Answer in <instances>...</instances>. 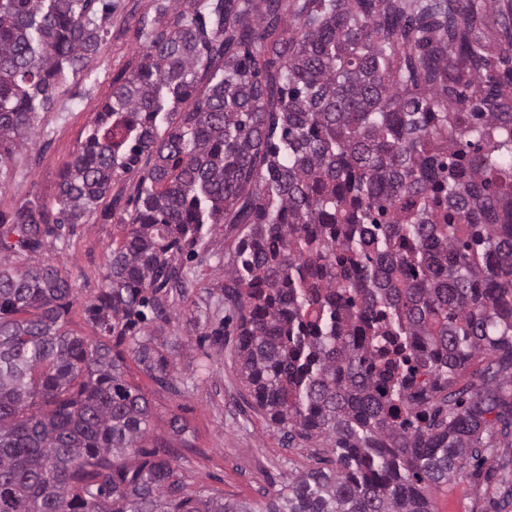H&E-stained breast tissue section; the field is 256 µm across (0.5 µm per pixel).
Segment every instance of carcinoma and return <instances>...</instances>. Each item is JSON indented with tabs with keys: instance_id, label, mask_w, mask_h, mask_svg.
<instances>
[{
	"instance_id": "obj_1",
	"label": "carcinoma",
	"mask_w": 512,
	"mask_h": 512,
	"mask_svg": "<svg viewBox=\"0 0 512 512\" xmlns=\"http://www.w3.org/2000/svg\"><path fill=\"white\" fill-rule=\"evenodd\" d=\"M94 0H0V163L65 71L97 52ZM184 0L112 81L61 175L0 234L35 254L140 169L96 301L66 329L60 267L0 264V512H254L191 488L131 359L173 387L161 295L208 224L228 245L240 379L287 434L334 443L266 512H431L430 492L512 436V6L496 0ZM291 16V27L283 24ZM493 357L480 384L462 369Z\"/></svg>"
}]
</instances>
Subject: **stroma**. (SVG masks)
<instances>
[{"label": "stroma", "instance_id": "obj_1", "mask_svg": "<svg viewBox=\"0 0 512 512\" xmlns=\"http://www.w3.org/2000/svg\"><path fill=\"white\" fill-rule=\"evenodd\" d=\"M165 6L158 15L157 6ZM161 18L170 24L178 17L172 0H118L105 22L98 52L82 71L69 75L54 99L76 100L74 111L41 113L28 140L12 148L0 167V213L11 214L28 200L57 209L59 181L66 163L85 143L95 125L100 104L112 91V80L129 74L142 56L139 28L142 20ZM141 177L140 170L122 174L112 183L125 199L114 215L96 211L87 223L64 229L62 236H48L41 261L66 267L74 288L69 330L95 338L100 330L84 315L105 285L106 264L122 235L117 216L127 210ZM226 227L213 225L202 244L184 249L178 258L195 285L187 295L171 293L165 299L166 336H177L174 389L154 382L137 368L127 381L139 387L152 407V438L166 441L177 454L186 482L202 484L225 498L251 504L265 512L276 492L290 480L312 469L331 468L335 459L328 442L301 437L287 439L280 429L252 408L238 374L235 338L215 341L211 335L223 322L226 309L219 297L224 284ZM185 430L175 433L171 418ZM512 473V447L482 451L469 460L462 475L441 485L431 495L433 512H512L502 501L501 481Z\"/></svg>", "mask_w": 512, "mask_h": 512}]
</instances>
